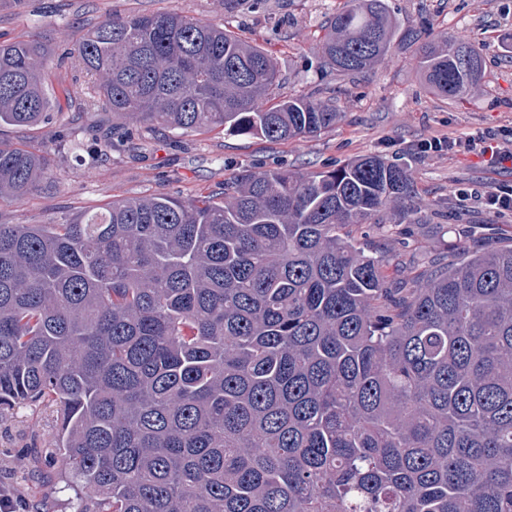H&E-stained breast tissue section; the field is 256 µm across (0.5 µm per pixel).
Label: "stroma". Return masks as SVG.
<instances>
[{"label":"stroma","mask_w":512,"mask_h":512,"mask_svg":"<svg viewBox=\"0 0 512 512\" xmlns=\"http://www.w3.org/2000/svg\"><path fill=\"white\" fill-rule=\"evenodd\" d=\"M400 29L387 60L355 76H339L315 54L325 21L343 0H267L266 11L240 0L226 11L224 0H25L0 8V37L61 29L70 35L128 11L181 13L227 26L275 59L281 93L311 98L335 97L343 118L315 137L269 143L217 130L207 134L138 129L133 136L103 146L98 134L111 113L86 108L89 78L72 63L53 66L52 95L76 86L80 98L63 104L52 122L30 130L0 129V140L36 150L50 147L65 129L71 140L55 154L50 189L18 200L0 201L2 224H56L74 214L126 197L164 194L193 197L221 192L242 168L257 172L286 167L304 172L368 154L410 163L420 194L415 215L399 219L385 213L382 223L397 225L401 245L388 268L402 280L438 251L446 226L491 224L493 239L465 240L479 250L512 239V212L491 213L476 199L460 200V188L486 192L512 184V170L491 169L473 155L418 153L423 140L476 133L512 124V0H387ZM429 22L433 38L451 35L485 47V78L468 99L455 103L424 86L415 54V34ZM55 423L48 407H22L0 414V488L25 505L46 504L49 512H75L76 493L60 470L45 466Z\"/></svg>","instance_id":"1"}]
</instances>
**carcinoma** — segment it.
I'll list each match as a JSON object with an SVG mask.
<instances>
[{"instance_id": "carcinoma-1", "label": "carcinoma", "mask_w": 512, "mask_h": 512, "mask_svg": "<svg viewBox=\"0 0 512 512\" xmlns=\"http://www.w3.org/2000/svg\"><path fill=\"white\" fill-rule=\"evenodd\" d=\"M396 34L386 0H345L317 52L362 72ZM59 49L120 125L284 142L342 118L331 98L266 106L276 62L226 28L131 11L64 49L1 41L0 127L45 122ZM417 56L448 100L484 78L468 41ZM51 164L0 141V201ZM418 195L411 167L367 155L0 224V413L52 410L79 512H512V246L392 283L353 227Z\"/></svg>"}]
</instances>
